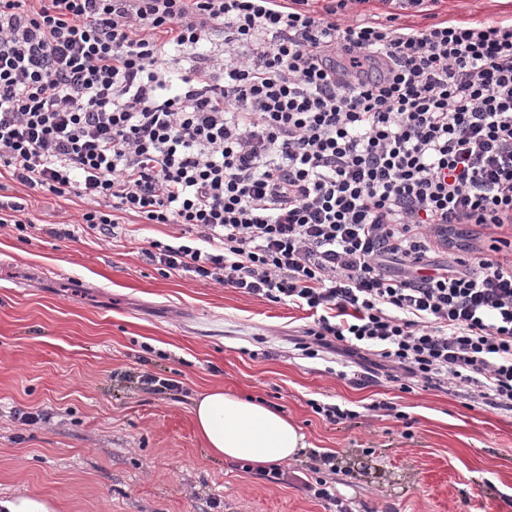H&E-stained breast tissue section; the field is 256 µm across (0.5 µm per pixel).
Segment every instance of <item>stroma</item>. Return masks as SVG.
Here are the masks:
<instances>
[{
    "label": "stroma",
    "instance_id": "stroma-1",
    "mask_svg": "<svg viewBox=\"0 0 512 512\" xmlns=\"http://www.w3.org/2000/svg\"><path fill=\"white\" fill-rule=\"evenodd\" d=\"M512 17V0H437L398 22ZM27 200L34 227L0 228V498L38 496L56 512H331L301 484H272L214 456L190 413L221 387L287 414L306 446L288 468L335 454L331 490L352 512H512V411L472 405L456 389L400 391L373 357L358 386L342 359L294 348L305 311L191 277L163 276L143 255L178 227L123 224L117 238L59 239L76 197L0 176V196ZM181 381L144 389L143 374ZM356 411L333 424L311 401ZM388 401L398 417L369 411ZM44 412L22 424L21 411Z\"/></svg>",
    "mask_w": 512,
    "mask_h": 512
}]
</instances>
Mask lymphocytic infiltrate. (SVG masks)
Wrapping results in <instances>:
<instances>
[{"label":"lymphocytic infiltrate","instance_id":"f902f5d3","mask_svg":"<svg viewBox=\"0 0 512 512\" xmlns=\"http://www.w3.org/2000/svg\"><path fill=\"white\" fill-rule=\"evenodd\" d=\"M312 2L0 0V169L83 200L59 238L179 226L147 260L312 312L307 358L512 411V19ZM463 224L488 247L438 261Z\"/></svg>","mask_w":512,"mask_h":512}]
</instances>
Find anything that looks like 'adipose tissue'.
<instances>
[{
  "instance_id": "obj_1",
  "label": "adipose tissue",
  "mask_w": 512,
  "mask_h": 512,
  "mask_svg": "<svg viewBox=\"0 0 512 512\" xmlns=\"http://www.w3.org/2000/svg\"><path fill=\"white\" fill-rule=\"evenodd\" d=\"M192 416L214 455L257 469L286 462L305 446L303 434L286 415L219 387L198 396Z\"/></svg>"
}]
</instances>
